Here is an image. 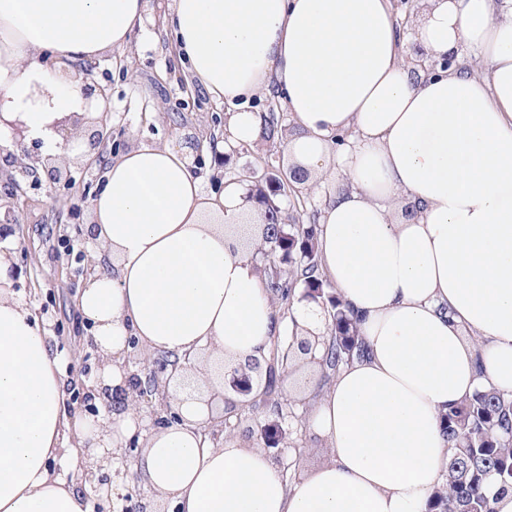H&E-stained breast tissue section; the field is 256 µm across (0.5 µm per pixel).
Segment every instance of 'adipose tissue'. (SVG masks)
<instances>
[{
  "mask_svg": "<svg viewBox=\"0 0 512 512\" xmlns=\"http://www.w3.org/2000/svg\"><path fill=\"white\" fill-rule=\"evenodd\" d=\"M144 13V0H0V147L18 122L75 160L82 144L57 147L59 124L103 103L73 65L126 48ZM164 20L236 141L258 138L257 93L294 121L285 151L320 186L322 272L366 354L313 412L329 455L300 479L238 437L210 438V393L282 330L238 237L252 202L232 185L205 196L187 145L131 146L92 201L95 271L79 295L108 359L101 382L122 383L131 336L148 355L211 357L134 471L175 512H427L448 467L441 412L483 388L512 397V0H421L415 41L470 55L429 72L407 64L391 0H170ZM8 265L0 253V512H88L52 464L85 442L122 447L136 410L94 431L67 417Z\"/></svg>",
  "mask_w": 512,
  "mask_h": 512,
  "instance_id": "adipose-tissue-1",
  "label": "adipose tissue"
}]
</instances>
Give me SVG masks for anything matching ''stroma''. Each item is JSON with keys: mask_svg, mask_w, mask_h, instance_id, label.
Wrapping results in <instances>:
<instances>
[{"mask_svg": "<svg viewBox=\"0 0 512 512\" xmlns=\"http://www.w3.org/2000/svg\"><path fill=\"white\" fill-rule=\"evenodd\" d=\"M98 65L112 72L106 123L113 139L132 146L177 143L188 132L225 136V127L212 123L213 117L225 116V107L193 85L180 64L163 22L160 0H148L143 27L134 31L130 47L119 56H103ZM105 170V165L89 164L76 174L69 189L53 194L31 189L8 198L0 193V225L8 216L17 219L11 235L0 241V250L9 253L13 265V289L48 337L59 369L69 381L66 408L79 415L85 408L77 391L96 384L98 368L86 323L77 309V295L85 279L72 240L77 228L75 212L84 206V186L101 179ZM319 379L313 366H297L278 396L280 403L294 405L295 417H281L272 410L252 412L243 406L231 417L227 433L239 437L244 430H251L252 442L258 445L265 429L277 428V450L285 475L291 481L301 478L328 454L326 444L309 425L313 406L308 395ZM139 452L134 445L117 453L110 471L111 486L106 490L100 488L97 477L81 478L67 464L54 463L53 469L87 499L90 512H138L144 500L149 501L152 512H170V504L155 498L135 475L132 464Z\"/></svg>", "mask_w": 512, "mask_h": 512, "instance_id": "obj_1", "label": "stroma"}]
</instances>
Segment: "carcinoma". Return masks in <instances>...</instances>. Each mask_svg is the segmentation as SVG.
Returning a JSON list of instances; mask_svg holds the SVG:
<instances>
[{
  "label": "carcinoma",
  "mask_w": 512,
  "mask_h": 512,
  "mask_svg": "<svg viewBox=\"0 0 512 512\" xmlns=\"http://www.w3.org/2000/svg\"><path fill=\"white\" fill-rule=\"evenodd\" d=\"M285 116L284 112L259 113L260 139L271 147L265 159L272 170L286 175L288 170L280 166L278 157L288 134ZM253 187L252 196L261 201L265 220L259 254L272 303L282 314H290L300 288L304 297L332 313L318 364L320 378L326 383L341 367L363 356L362 338L335 289L322 275L316 225L300 221L310 207L304 184H294L296 191L291 195L285 183L260 182ZM300 356L306 357L302 343L294 346L277 341L266 359L248 371L258 370L264 375L266 395L271 396L277 392L280 367L295 366ZM442 422L449 443L448 473L428 512H492L484 494L486 479L493 475L502 487H512V399L493 390L477 391L448 407Z\"/></svg>",
  "instance_id": "1"
}]
</instances>
